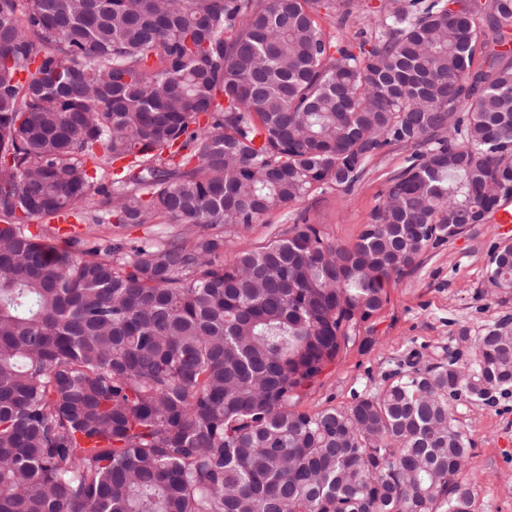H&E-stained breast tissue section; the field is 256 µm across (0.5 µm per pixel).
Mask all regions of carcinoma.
Listing matches in <instances>:
<instances>
[{
  "label": "carcinoma",
  "mask_w": 512,
  "mask_h": 512,
  "mask_svg": "<svg viewBox=\"0 0 512 512\" xmlns=\"http://www.w3.org/2000/svg\"><path fill=\"white\" fill-rule=\"evenodd\" d=\"M489 6L384 0L355 52L317 18L357 0H0V512H476L452 403L512 395L509 322L299 406L390 279L512 198V60L471 70L512 27ZM396 148L357 242L306 222L224 256ZM71 217L59 251L36 220Z\"/></svg>",
  "instance_id": "obj_1"
}]
</instances>
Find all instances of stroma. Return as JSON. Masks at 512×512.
Returning a JSON list of instances; mask_svg holds the SVG:
<instances>
[{
  "label": "stroma",
  "instance_id": "stroma-1",
  "mask_svg": "<svg viewBox=\"0 0 512 512\" xmlns=\"http://www.w3.org/2000/svg\"><path fill=\"white\" fill-rule=\"evenodd\" d=\"M380 4L362 0L360 9L341 25L325 15L318 22L327 35L353 46L359 29L373 28ZM407 155L399 149L377 156L348 191L317 192L260 223L237 228L226 238V254L291 236L294 225L306 219L320 224L335 242H356L388 178L404 166ZM506 240L512 241V224L489 219L423 254L412 273L390 282L382 313L364 323L355 344L325 369L303 398L302 410L347 408L355 396L378 389L385 375L444 360L456 348L459 327L476 336L489 324L512 323V293L492 292L486 276L492 248ZM455 414L473 443L464 477L474 489L477 512H512V395L490 406L461 401Z\"/></svg>",
  "mask_w": 512,
  "mask_h": 512
}]
</instances>
